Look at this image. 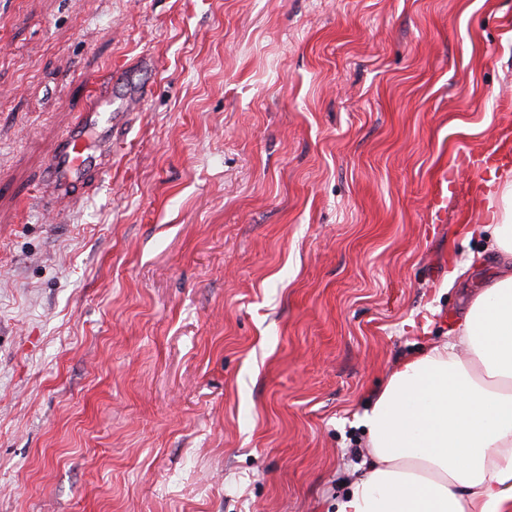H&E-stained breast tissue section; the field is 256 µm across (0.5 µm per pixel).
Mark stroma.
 Wrapping results in <instances>:
<instances>
[{
	"label": "stroma",
	"mask_w": 512,
	"mask_h": 512,
	"mask_svg": "<svg viewBox=\"0 0 512 512\" xmlns=\"http://www.w3.org/2000/svg\"><path fill=\"white\" fill-rule=\"evenodd\" d=\"M144 56L51 219L55 140ZM509 125L512 0H0V512H332L497 271L471 173L432 188ZM124 73L125 69L113 71L104 84L90 90L84 111L54 144L38 191L48 212L58 215L76 205L97 187L112 165V152L122 143L123 131L134 114L115 111H133L136 107L125 102L112 112V87Z\"/></svg>",
	"instance_id": "obj_1"
}]
</instances>
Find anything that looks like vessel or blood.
Listing matches in <instances>:
<instances>
[{"mask_svg":"<svg viewBox=\"0 0 512 512\" xmlns=\"http://www.w3.org/2000/svg\"><path fill=\"white\" fill-rule=\"evenodd\" d=\"M120 71L109 74L104 84L89 92L83 112L58 137L47 161L38 196L47 211L61 213L92 192L112 164V154L124 138L130 113L114 111L112 88ZM512 164V152L496 142L467 162L475 179L487 170Z\"/></svg>","mask_w":512,"mask_h":512,"instance_id":"obj_1","label":"vessel or blood"}]
</instances>
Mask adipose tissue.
Instances as JSON below:
<instances>
[{
  "instance_id": "1",
  "label": "adipose tissue",
  "mask_w": 512,
  "mask_h": 512,
  "mask_svg": "<svg viewBox=\"0 0 512 512\" xmlns=\"http://www.w3.org/2000/svg\"><path fill=\"white\" fill-rule=\"evenodd\" d=\"M468 223L504 271L448 340L404 362L364 418L369 461L335 512H512V182Z\"/></svg>"
}]
</instances>
